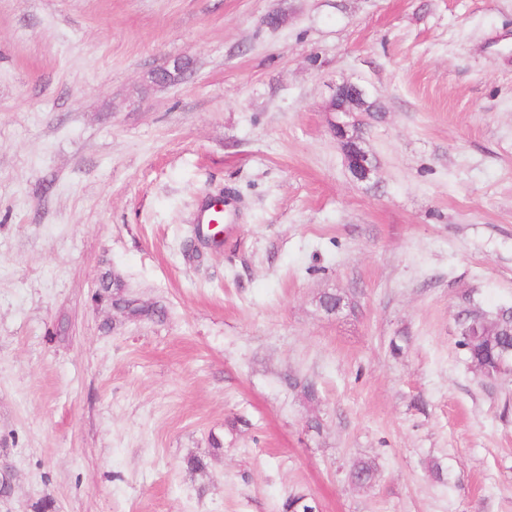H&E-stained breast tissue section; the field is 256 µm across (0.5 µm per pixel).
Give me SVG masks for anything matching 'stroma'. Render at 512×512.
<instances>
[{
	"label": "stroma",
	"mask_w": 512,
	"mask_h": 512,
	"mask_svg": "<svg viewBox=\"0 0 512 512\" xmlns=\"http://www.w3.org/2000/svg\"><path fill=\"white\" fill-rule=\"evenodd\" d=\"M108 275L162 316L95 303ZM464 295L512 304V0H0V512H512ZM341 91L350 92L346 104L338 106L337 99ZM366 91L352 84H339L336 86L334 111L337 113V120L334 124L336 139L341 143L345 157L346 166L351 175L360 182H367L371 179L374 171L367 165L366 161L356 151L353 142L357 139L351 133L354 126L355 112H364ZM236 216V203L230 192L224 196L210 197L204 202L197 213L196 224H211V230L216 229L224 221H233ZM377 473V465L371 459H355L351 462L348 475L357 483L368 485L373 482Z\"/></svg>",
	"instance_id": "1"
}]
</instances>
